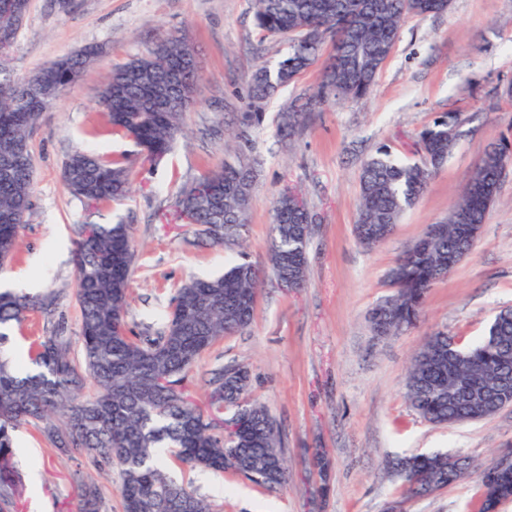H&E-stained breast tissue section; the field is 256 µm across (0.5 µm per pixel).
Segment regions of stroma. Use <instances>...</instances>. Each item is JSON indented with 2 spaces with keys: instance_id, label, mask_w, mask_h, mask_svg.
Listing matches in <instances>:
<instances>
[{
  "instance_id": "stroma-1",
  "label": "stroma",
  "mask_w": 512,
  "mask_h": 512,
  "mask_svg": "<svg viewBox=\"0 0 512 512\" xmlns=\"http://www.w3.org/2000/svg\"><path fill=\"white\" fill-rule=\"evenodd\" d=\"M166 35L187 36L203 91L186 114L187 138L153 160L113 135L96 104L114 65ZM89 45L100 49L95 62L45 112L33 136L31 214L7 266L29 279V293L59 294L72 348L80 346L73 263L78 225H132L137 259L128 321L146 325L166 315L189 278L220 274L242 256L266 266L271 209L283 189H301L315 218L306 288H281L265 274L251 325L204 352L185 382L200 404L213 369L248 363L250 397L267 407L282 435L287 483L260 486L172 460L168 472L208 496L216 512H385L396 500L400 512H477L475 476L403 501L389 463L445 452L480 464L512 448V406L480 422L436 426L415 413L404 387L410 360L428 334L445 331L467 346L483 336L497 311L512 308V169L474 247L430 288L416 324L379 337L370 311L391 295L388 275L397 259L427 225L447 217L487 148L512 143V0H451L444 13L409 17L370 95L316 106L288 144L277 132V114L307 102L322 66L314 64L256 107L249 84L257 65L276 67L290 42L261 39L252 0H30L11 66L25 77ZM258 108L263 118L248 139L229 141L246 113ZM445 112L461 118L447 162L392 235L364 247L355 234L363 163L383 145L397 160L417 161L419 132ZM77 150L127 156L134 169L130 199L95 209L72 197L60 172ZM240 158L255 164L241 249L214 244L197 225L174 218L183 187ZM15 442L23 480L15 512H77L72 474L79 458L61 454L30 427L20 429Z\"/></svg>"
}]
</instances>
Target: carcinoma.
Listing matches in <instances>:
<instances>
[{
	"label": "carcinoma",
	"mask_w": 512,
	"mask_h": 512,
	"mask_svg": "<svg viewBox=\"0 0 512 512\" xmlns=\"http://www.w3.org/2000/svg\"><path fill=\"white\" fill-rule=\"evenodd\" d=\"M16 12L0 10V167L11 166V180L0 185V269L20 247V230L28 223L34 192L31 138L56 98L37 94L32 80L12 71L10 54L29 10L30 0H15ZM256 26L264 37L291 36L288 57L252 77L250 96L262 103L306 71L321 55L326 40L341 53L328 59L313 98L336 104L362 99L392 53L400 28L410 16L439 14L450 0H253ZM97 56L93 46L80 60L65 55L38 69L55 84L68 86ZM176 74L191 82L185 97L170 88ZM203 82L194 71L192 49L183 36L168 35L143 54L113 66L97 102L112 133L131 139L148 158L167 155L184 134L183 120L199 100ZM305 113H281L280 135L292 138ZM459 115L448 112L419 136L422 161L399 163L382 148L360 175L355 233L374 246L393 233L404 210L426 191L432 176L456 145ZM512 148L490 146L480 158L463 192L442 221L444 231L428 250L405 252L390 270L393 295L373 309L372 328L390 335L414 325L426 293L450 273L448 255L468 253L476 239L457 233L456 225L483 226L497 201L504 165ZM133 169L124 155L108 157L72 153L61 179L80 201L100 207L120 204L132 192ZM254 189L253 166L224 163L180 191L178 206L199 234L220 245L238 243L247 223ZM313 215L298 207L283 190L272 210L269 266L277 280L293 272L298 288L308 279L307 250L311 233L293 234V225L312 227ZM75 253V298L80 312L79 355L71 353L64 327L55 321L58 297L0 290V512H13L18 472L14 433L37 428L60 453L86 455L94 470H120L122 512H212L208 499L176 481L163 457L194 468L228 470L256 483L285 481L287 466L276 421L267 408L246 395L250 371L234 363L214 371L205 408L183 391L187 372L206 350L227 334L249 326L261 275L246 261L224 274L191 278L177 289L171 310L160 325L136 333L127 322L130 271L135 249L130 225L81 224ZM39 313L52 325L33 343L27 368L9 350L13 328ZM512 369V308L495 314L476 344L462 347L445 331L432 333L409 368L406 394L412 408L433 424L475 422L495 415L496 406L479 404L475 395L497 385ZM95 392L85 396L88 386ZM237 415L245 427L235 437L220 433L224 413ZM408 497L428 494L432 485L448 487L470 473L467 458L448 468V454L406 456L393 463ZM480 487L499 494L481 497L479 512H498L512 499V472L485 465L477 471ZM78 512H102V493L92 475L77 474Z\"/></svg>",
	"instance_id": "1"
}]
</instances>
